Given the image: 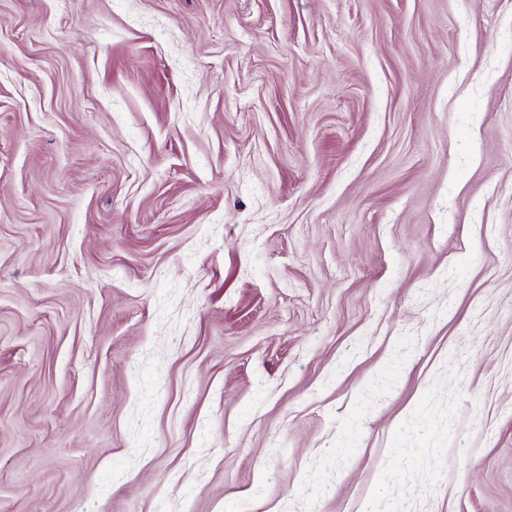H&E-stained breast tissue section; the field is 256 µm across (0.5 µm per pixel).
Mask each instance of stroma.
Masks as SVG:
<instances>
[{
	"instance_id": "35a3bbf8",
	"label": "stroma",
	"mask_w": 512,
	"mask_h": 512,
	"mask_svg": "<svg viewBox=\"0 0 512 512\" xmlns=\"http://www.w3.org/2000/svg\"><path fill=\"white\" fill-rule=\"evenodd\" d=\"M0 512H512V0H0Z\"/></svg>"
}]
</instances>
